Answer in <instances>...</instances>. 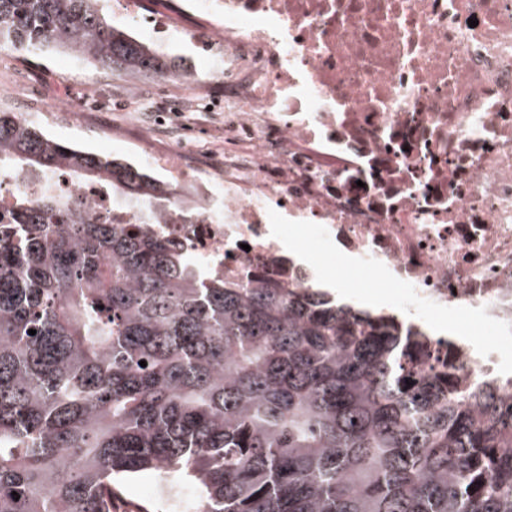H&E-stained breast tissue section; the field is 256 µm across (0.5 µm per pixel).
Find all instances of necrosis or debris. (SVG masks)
Here are the masks:
<instances>
[{
    "label": "necrosis or debris",
    "instance_id": "1",
    "mask_svg": "<svg viewBox=\"0 0 512 512\" xmlns=\"http://www.w3.org/2000/svg\"><path fill=\"white\" fill-rule=\"evenodd\" d=\"M197 13L184 31L223 98L197 79L172 113L224 115V156L155 153L178 124L145 115L146 165L174 204L154 231L226 278L267 272L313 287L315 258L288 242L317 239L351 256L373 284L401 290L400 323L421 333L423 368L449 363L458 387L492 375L512 389V0H174ZM112 19L165 46L166 20L136 0ZM49 187L136 229L138 210L63 174L0 179V210ZM456 310L493 326L498 342L439 335Z\"/></svg>",
    "mask_w": 512,
    "mask_h": 512
}]
</instances>
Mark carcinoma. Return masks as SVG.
Instances as JSON below:
<instances>
[{"label":"carcinoma","mask_w":512,"mask_h":512,"mask_svg":"<svg viewBox=\"0 0 512 512\" xmlns=\"http://www.w3.org/2000/svg\"><path fill=\"white\" fill-rule=\"evenodd\" d=\"M1 49L190 77L105 0H0ZM35 171L144 211L132 231L43 191L0 213V512H112L119 481L173 474L194 512H512L495 382L419 371L411 334L324 291L206 272L145 228L167 183L1 111L0 176Z\"/></svg>","instance_id":"carcinoma-1"}]
</instances>
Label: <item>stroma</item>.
<instances>
[{"mask_svg": "<svg viewBox=\"0 0 512 512\" xmlns=\"http://www.w3.org/2000/svg\"><path fill=\"white\" fill-rule=\"evenodd\" d=\"M129 83V77L93 66L67 52L20 55L7 49L0 51V85L35 105L29 118L44 132L138 165L141 155L129 153L126 145L140 134V111L158 107L173 88L154 81L132 92ZM61 103L71 107L70 116L42 115V108ZM116 128L124 130V141H113Z\"/></svg>", "mask_w": 512, "mask_h": 512, "instance_id": "35a3bbf8", "label": "stroma"}]
</instances>
